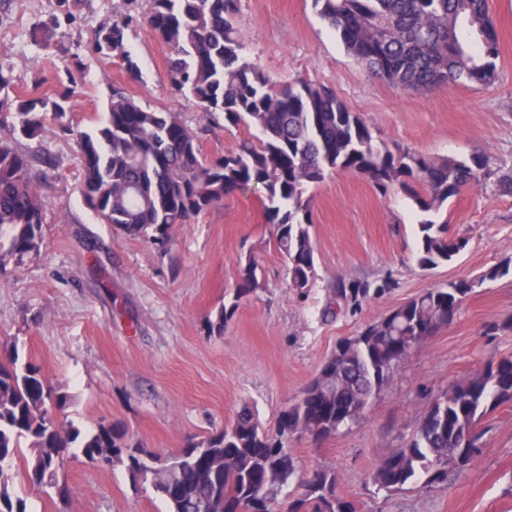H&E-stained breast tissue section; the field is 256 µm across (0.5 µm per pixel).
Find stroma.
Listing matches in <instances>:
<instances>
[{
	"label": "stroma",
	"mask_w": 512,
	"mask_h": 512,
	"mask_svg": "<svg viewBox=\"0 0 512 512\" xmlns=\"http://www.w3.org/2000/svg\"><path fill=\"white\" fill-rule=\"evenodd\" d=\"M499 36L492 85L442 86L403 92L374 77L346 52L312 0H239L238 36L249 59L274 79L307 78L332 86L390 149L428 155H488L512 168V0H488ZM123 9L122 0H0V72L11 78L0 98L39 89L75 96L64 117L46 114L32 138L17 140L31 156L45 200L38 255L0 267V344L18 341L28 359L62 388L61 420L90 429L123 425L133 443L168 454L231 424L251 404L266 429L316 376L339 339L438 285L473 278L512 258V194L484 180L447 207L450 233L466 248L450 264L426 271L416 263L422 218L399 191L379 195L367 179L330 174L314 187L310 228L317 276L306 294L289 287L260 193L228 197L187 224L172 225L164 244L116 232L83 203L76 140L103 121L113 87L150 109H169L214 157L254 136L244 125L211 124L196 102L172 95L169 49L145 24L129 28L127 48L141 82L129 81L116 58L92 49L96 22ZM49 32L50 45L35 41ZM253 254L264 287L243 300L222 333L209 330L233 293L236 264ZM391 279L390 293L357 315H320L337 280ZM512 317V275L483 285L457 319L394 369L364 413L335 436L301 438L292 446L304 469L329 466L336 492L360 512H512V407L481 422L476 465L444 488H408L392 497L368 480L374 465L402 447L436 396L468 373L512 356V331L491 332ZM54 489L16 479L29 512H166L146 485L123 467L101 468L75 456Z\"/></svg>",
	"instance_id": "stroma-1"
}]
</instances>
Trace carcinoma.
<instances>
[{
    "label": "carcinoma",
    "mask_w": 512,
    "mask_h": 512,
    "mask_svg": "<svg viewBox=\"0 0 512 512\" xmlns=\"http://www.w3.org/2000/svg\"><path fill=\"white\" fill-rule=\"evenodd\" d=\"M350 56L401 91L442 85L488 86L497 77L499 40L487 0H313ZM97 23L94 50L122 59L128 79H142L126 49L137 0ZM238 0H150L145 22L169 51L176 95H192L207 121L252 126L253 141L214 158L202 157L197 134L171 110H146L121 88L112 89L103 123L79 134L84 176L81 195L101 222L132 238L157 243L173 224H186L236 193L260 188L278 249L288 263L289 285L306 292L316 275L311 190L330 173L369 179L383 196L400 189L427 218L418 224L417 264L434 269L456 259L466 246L438 220L448 201L491 175L490 158L392 151L371 126L325 85L274 80L248 59L237 36ZM69 90L59 99L29 94L15 108L0 103V265L40 252L45 202L30 158L12 141L33 137L43 116L65 113ZM512 274L505 259L477 277L431 288L394 307L324 361L301 394L280 411L276 431H265L249 406L234 422L187 443L170 457L149 455L129 443L119 424L81 431L50 416L67 397L41 368L20 359L17 344L0 359V458L30 450L28 483L69 495L57 481L72 455L98 466H122L133 483H147L169 512H358L336 495L330 467L301 473L290 442L327 439L357 420L392 376L394 367L450 325L475 289ZM252 256L237 262V288L209 322L221 333L241 300L263 288ZM391 290L387 280L341 279L331 289L321 317L358 314L363 304ZM512 406V357H504L448 387L429 406L406 444L384 455L370 474L377 492L389 497L411 484L445 487L466 475L477 460L483 418ZM16 474L0 479V512H27L14 492Z\"/></svg>",
    "instance_id": "1"
}]
</instances>
